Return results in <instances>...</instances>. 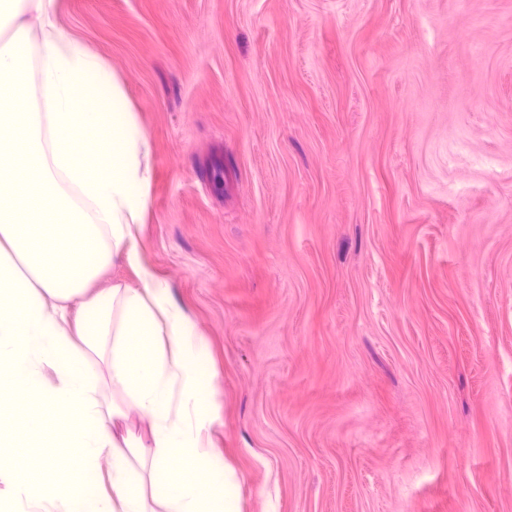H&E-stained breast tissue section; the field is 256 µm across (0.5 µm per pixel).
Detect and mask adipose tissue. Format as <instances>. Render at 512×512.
<instances>
[{"mask_svg":"<svg viewBox=\"0 0 512 512\" xmlns=\"http://www.w3.org/2000/svg\"><path fill=\"white\" fill-rule=\"evenodd\" d=\"M57 13L0 0V507L239 512L212 437L219 375L203 376L205 342L138 245L147 142ZM117 262L141 287L97 288Z\"/></svg>","mask_w":512,"mask_h":512,"instance_id":"adipose-tissue-1","label":"adipose tissue"}]
</instances>
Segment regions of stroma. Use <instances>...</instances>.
I'll list each match as a JSON object with an SVG mask.
<instances>
[{"instance_id":"1","label":"stroma","mask_w":512,"mask_h":512,"mask_svg":"<svg viewBox=\"0 0 512 512\" xmlns=\"http://www.w3.org/2000/svg\"><path fill=\"white\" fill-rule=\"evenodd\" d=\"M149 146L240 512H512V0H59Z\"/></svg>"}]
</instances>
